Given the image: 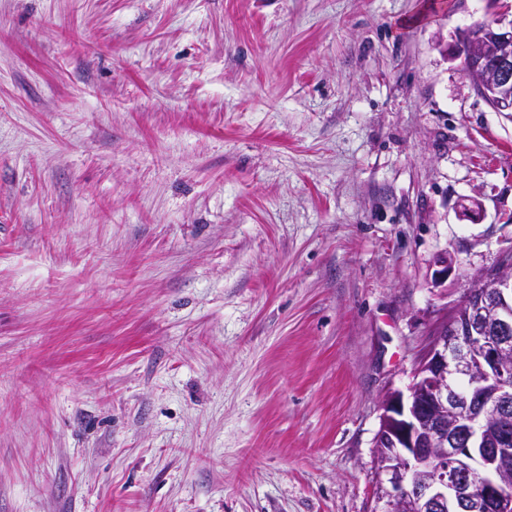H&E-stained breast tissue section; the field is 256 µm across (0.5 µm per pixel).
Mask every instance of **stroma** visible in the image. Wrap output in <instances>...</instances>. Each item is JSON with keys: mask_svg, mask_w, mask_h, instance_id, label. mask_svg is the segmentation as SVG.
<instances>
[{"mask_svg": "<svg viewBox=\"0 0 512 512\" xmlns=\"http://www.w3.org/2000/svg\"><path fill=\"white\" fill-rule=\"evenodd\" d=\"M487 15L0 0V512H373L383 396L512 250ZM458 56L475 89L497 112H512V3L496 2L492 18L462 29ZM466 51V55L464 54Z\"/></svg>", "mask_w": 512, "mask_h": 512, "instance_id": "1", "label": "stroma"}]
</instances>
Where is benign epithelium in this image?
<instances>
[{
	"instance_id": "1",
	"label": "benign epithelium",
	"mask_w": 512,
	"mask_h": 512,
	"mask_svg": "<svg viewBox=\"0 0 512 512\" xmlns=\"http://www.w3.org/2000/svg\"><path fill=\"white\" fill-rule=\"evenodd\" d=\"M458 56L497 112H512V3L462 29ZM431 283L448 278L440 255ZM376 437V512H512V253L433 329L408 393L387 392Z\"/></svg>"
}]
</instances>
